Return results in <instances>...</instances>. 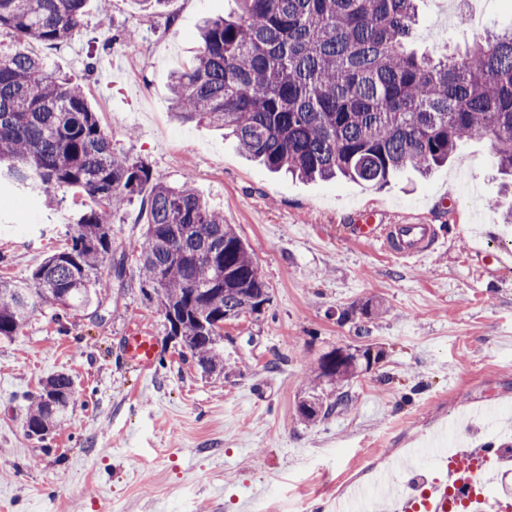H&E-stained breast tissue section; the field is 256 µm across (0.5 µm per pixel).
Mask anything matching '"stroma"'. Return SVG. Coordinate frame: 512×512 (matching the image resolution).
Returning <instances> with one entry per match:
<instances>
[{"label":"stroma","instance_id":"35a3bbf8","mask_svg":"<svg viewBox=\"0 0 512 512\" xmlns=\"http://www.w3.org/2000/svg\"><path fill=\"white\" fill-rule=\"evenodd\" d=\"M468 0H422L419 50L437 55L512 26V0H480V24L458 29ZM235 0H168L143 10L90 0L79 33L29 51L80 84L113 147L154 176L186 183L234 226L270 288L257 317L224 324V372L201 376L166 337L140 293L136 262L145 228L140 200L112 218V248L125 254L123 282L106 289L99 318L67 323L42 309L19 336L0 340V512H247L273 497L317 512L363 472L403 458L449 418L512 404V224L485 135L470 138L428 177L403 174L383 189L300 181L251 160L222 130L181 122L170 105L173 74L196 54L204 18ZM136 33L134 51L109 46ZM69 192L53 208L0 183V277L27 279L67 244V216L86 210ZM376 210L385 224L435 225L440 240L422 262L397 260L350 233ZM382 303L368 339L351 306ZM137 329L158 336L147 377L120 343ZM381 349L383 359L347 385L351 404L314 423L296 405L323 388L318 360L337 348ZM69 373L64 428L27 436V397L41 380Z\"/></svg>","mask_w":512,"mask_h":512}]
</instances>
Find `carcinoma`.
<instances>
[{
  "label": "carcinoma",
  "instance_id": "obj_1",
  "mask_svg": "<svg viewBox=\"0 0 512 512\" xmlns=\"http://www.w3.org/2000/svg\"><path fill=\"white\" fill-rule=\"evenodd\" d=\"M419 0H238V11L203 22L190 66L172 77L182 121L207 122L272 172L302 180L339 176L381 188L409 170L426 174L478 134L490 136L500 174L512 176V28L431 57L410 47ZM89 0H0V33L20 47L0 52V179L50 196L75 191L67 247L28 282L0 277V338L22 332L49 307L57 320L102 306L100 265L123 278L112 255V214L140 195L146 217L138 256L143 299L164 317L204 375L224 371V322L253 314L269 287L235 228L189 184L171 186L112 149L81 86L21 44L58 45L81 27ZM359 358L330 351L320 376L336 396L309 393L299 417L315 422L347 408L344 382ZM73 382L57 373L31 401L28 434L61 426Z\"/></svg>",
  "mask_w": 512,
  "mask_h": 512
}]
</instances>
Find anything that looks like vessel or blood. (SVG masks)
Masks as SVG:
<instances>
[{
	"label": "vessel or blood",
	"mask_w": 512,
	"mask_h": 512,
	"mask_svg": "<svg viewBox=\"0 0 512 512\" xmlns=\"http://www.w3.org/2000/svg\"><path fill=\"white\" fill-rule=\"evenodd\" d=\"M352 235L357 241L376 247L383 253L415 261L425 259L439 241L433 226L429 224H378L368 220L353 225ZM122 351L141 375H148L159 357L158 338L140 332L129 333L122 341ZM496 452V446L491 444L456 454L443 475L433 481L436 512H447L449 488L459 489L470 483L477 462L490 459Z\"/></svg>",
	"instance_id": "vessel-or-blood-1"
}]
</instances>
